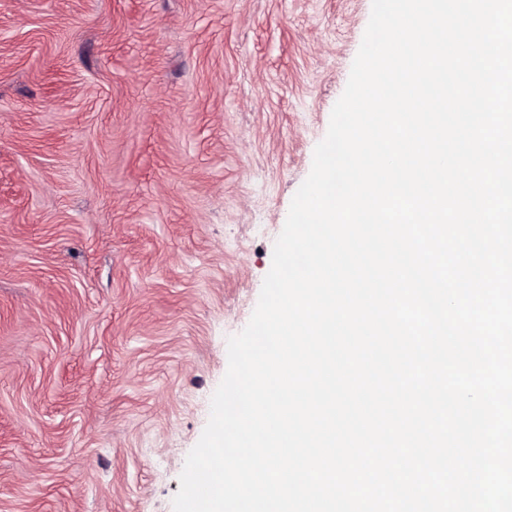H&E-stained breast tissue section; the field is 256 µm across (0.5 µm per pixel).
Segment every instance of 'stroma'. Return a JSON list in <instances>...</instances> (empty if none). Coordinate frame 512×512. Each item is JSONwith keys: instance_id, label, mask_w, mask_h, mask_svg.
I'll list each match as a JSON object with an SVG mask.
<instances>
[{"instance_id": "stroma-1", "label": "stroma", "mask_w": 512, "mask_h": 512, "mask_svg": "<svg viewBox=\"0 0 512 512\" xmlns=\"http://www.w3.org/2000/svg\"><path fill=\"white\" fill-rule=\"evenodd\" d=\"M372 0H0V512H173Z\"/></svg>"}]
</instances>
